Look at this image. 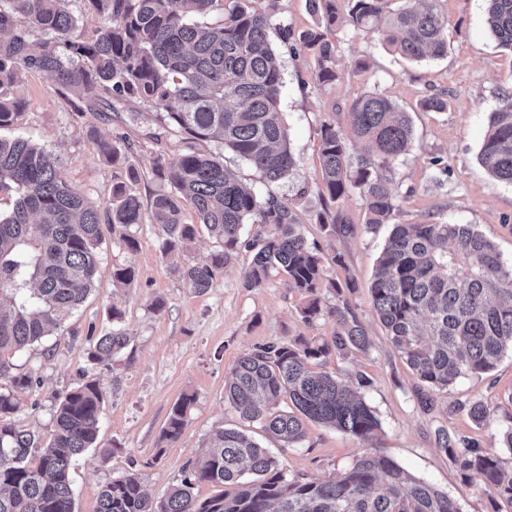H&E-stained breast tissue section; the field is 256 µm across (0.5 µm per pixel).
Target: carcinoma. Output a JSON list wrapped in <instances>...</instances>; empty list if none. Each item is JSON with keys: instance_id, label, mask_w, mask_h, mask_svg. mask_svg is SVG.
Wrapping results in <instances>:
<instances>
[{"instance_id": "carcinoma-1", "label": "carcinoma", "mask_w": 512, "mask_h": 512, "mask_svg": "<svg viewBox=\"0 0 512 512\" xmlns=\"http://www.w3.org/2000/svg\"><path fill=\"white\" fill-rule=\"evenodd\" d=\"M71 0H0V129L13 125L23 101L9 96L23 70L54 73L71 95L78 117L97 104L137 102L154 114L158 145L185 144L174 163L159 149L149 160L160 188L149 208L112 186L102 209L67 182L56 157L28 139L0 137V194L18 195L0 215V512H73L70 465L98 438L104 395L96 379L59 397L49 438L12 423L21 402L16 392L33 378L16 372L15 357L40 343L77 309L99 272L102 221L129 228L150 222L161 227L163 254L186 251L200 228L221 240L222 250L175 267L196 293L214 286L243 247L254 251L243 286L261 287L282 277L288 291L305 303L301 320L336 321L332 336L258 346L240 357L225 382L224 397L241 415L287 444L307 435V424L332 427L361 440L375 437L380 422L360 390L370 385L359 373L353 382L324 371L333 357L368 346L367 330L348 301L323 302L324 257L298 228L287 202L243 186L224 166V157L195 146L219 139L268 182L287 177L296 166L279 107L281 63L272 49V19L258 0H82L103 25L86 33L68 8ZM308 0L317 26L289 42L291 53L312 52L316 80H336V45L328 32L343 25L382 35L411 60L447 55L448 18L437 0ZM487 24L499 45L512 50V0H487ZM221 11L208 26L188 19ZM408 112L391 99L366 95L353 102L347 125L320 130L323 208L317 214L329 237L349 236L353 227L343 203L356 190L365 199L366 224H389L399 211L389 187L391 164L412 146ZM358 143L357 163L348 143ZM97 153L126 166L128 180L139 170L129 164L132 144L118 134L95 141ZM479 161L494 177L512 183V94L492 113ZM189 204L198 223L183 222ZM256 225L251 239L243 224ZM375 316L413 373L438 391L458 379L490 372L512 346V266L495 245L470 224H395L378 259L371 286ZM88 359L107 365L129 342L122 329L88 336ZM288 399V410L279 408ZM191 394L171 408L161 438L174 442L183 432ZM437 443L464 474L481 475L484 490L512 503V473L491 448L437 431ZM223 490L201 497L196 488ZM96 512H460L447 493L415 478L376 450L327 480L284 474L277 459L248 435L217 433L202 449L189 475L155 503L141 476L125 471L105 484Z\"/></svg>"}]
</instances>
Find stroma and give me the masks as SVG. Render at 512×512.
<instances>
[{"label":"stroma","mask_w":512,"mask_h":512,"mask_svg":"<svg viewBox=\"0 0 512 512\" xmlns=\"http://www.w3.org/2000/svg\"><path fill=\"white\" fill-rule=\"evenodd\" d=\"M258 6L296 34L316 24L307 0H259ZM439 7L448 17L445 57L411 62L393 52L380 36L347 25L330 33L339 76L327 84L315 79L311 53H289L278 34H271L281 61L280 108L297 160L287 178L266 183L222 144H205L206 149L223 153L225 166L244 184L289 203L301 233L324 254L326 279H353L350 304L368 331L370 345L333 358L328 369L344 378L359 372L369 378L363 396L380 421L376 439L364 441L316 424L297 445L261 437L257 426L224 399L230 368L258 345L332 336L335 322H302L301 299L288 291L280 277H271L259 288H244L251 251L240 250L213 288L198 294L185 287L171 259L164 256L159 226L146 223L126 231L137 241L131 251L122 240L126 232L107 224L100 273L86 301L43 344L27 348L15 360L19 372L33 377L32 386L18 394L21 408L15 424L44 438L53 430L52 413L59 396L92 378L102 387L98 444L71 464L75 512H95L100 489L128 470L140 474L154 501L163 500L181 481L185 466L223 428L260 437L262 446L270 448L294 478L327 479L377 450L414 477L448 493L461 512H512L511 502L491 500L482 492L479 475L464 477L435 440L436 429L444 427L488 448L495 436L512 428V350H505L491 372L457 381L437 396L433 410H426L423 399L430 393L428 386L393 348L371 307L370 286L390 226L367 229L364 199L355 191L343 204L356 227L354 236L327 237L316 221L323 204L320 128L345 122L353 101L378 93L409 112L413 125V149L393 162L390 173L392 190L402 199L395 222L473 225L493 242L505 264L512 265V184L493 177L478 160L490 116L502 96L512 92V51L500 47L488 29L486 0H440ZM358 59L368 62L367 71L353 70ZM10 94L23 100L25 108L7 136H24L45 146L61 162L72 188L104 206L113 184L124 181L131 193L149 202L159 187L147 162L155 149L146 138L156 129L151 112L131 102L113 109L101 106L95 114L76 120L56 75L33 69L24 70ZM432 96L445 101L444 111L423 109V102ZM122 132L135 144L140 179L132 183L124 169L100 157L94 145L95 139ZM337 255L342 264L334 263ZM129 265L135 269L133 281L113 284V269ZM158 299L164 306L156 311L152 304ZM113 306L124 313L121 326L130 341L103 369L88 360L87 335L111 328ZM186 393L194 401L181 436L172 443L161 441L172 406ZM476 401L489 405L488 423L475 424L468 416L466 405Z\"/></svg>","instance_id":"1"}]
</instances>
